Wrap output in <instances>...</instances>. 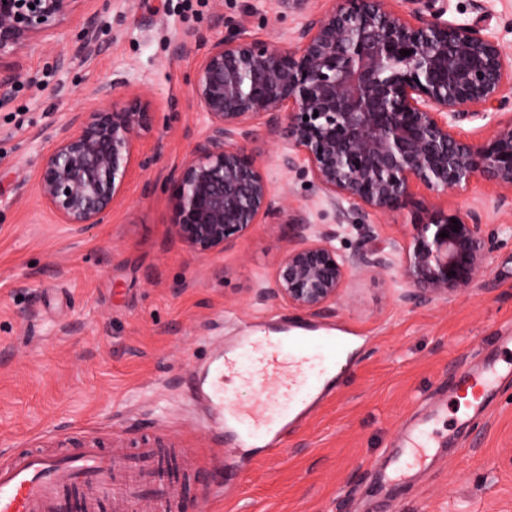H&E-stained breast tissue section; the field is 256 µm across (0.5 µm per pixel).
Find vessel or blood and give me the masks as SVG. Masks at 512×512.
<instances>
[{
    "label": "vessel or blood",
    "instance_id": "1",
    "mask_svg": "<svg viewBox=\"0 0 512 512\" xmlns=\"http://www.w3.org/2000/svg\"><path fill=\"white\" fill-rule=\"evenodd\" d=\"M290 342L296 352L288 356L280 341L257 335L248 339L254 376L279 380L268 391L266 404L293 406L279 422L256 409L225 411L224 377L234 372L236 354L219 351L205 373L192 378L188 386L192 399L222 417L232 432L228 440L216 435V447L229 442L268 456L279 454L306 410L320 404L332 390L330 358L344 345V338L294 336ZM313 345L324 349V356L309 358L307 350ZM508 375L512 365H489L477 373L465 368L456 387L478 412ZM432 425V420H424L403 435L398 466L426 462L438 442ZM190 477L186 470L170 471L168 455L147 444L117 452L95 445L15 449L0 458V512H101L106 505L112 512H130L139 502L149 503L153 512H181L183 485Z\"/></svg>",
    "mask_w": 512,
    "mask_h": 512
}]
</instances>
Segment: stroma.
Instances as JSON below:
<instances>
[{"label": "stroma", "instance_id": "1", "mask_svg": "<svg viewBox=\"0 0 512 512\" xmlns=\"http://www.w3.org/2000/svg\"><path fill=\"white\" fill-rule=\"evenodd\" d=\"M451 21L475 22L512 55V0H447ZM265 38L301 27L304 15L277 0H112L94 16L76 0L67 23L35 42L30 76L0 109V452L15 448H127L148 438L202 466L187 492L189 512H512V385L468 429H460L448 389L461 367L503 359L512 330V238L491 253L471 290L407 305L393 275L351 276L336 303L302 312L259 284L288 243L284 224H258L223 253L200 257L172 234L164 183L204 130L190 80L198 55H173L175 41L220 34L217 15ZM101 28L91 56L75 55L88 20ZM71 56L69 67L55 65ZM120 76L147 94L156 135L140 139L146 170L133 168L104 223L84 232L56 223L37 197L42 132L67 113L99 108L100 79ZM292 214L332 224L334 210L309 179L279 163V139L248 145ZM479 181L441 195L448 212L478 211L483 223L512 226V200ZM257 333L313 335L334 328L347 342L336 355L335 393L301 423L285 449L264 458L209 444L208 420L184 388L211 343L233 345L243 324ZM448 440L434 465L400 486L379 475L403 425L430 404ZM223 480V499L212 481Z\"/></svg>", "mask_w": 512, "mask_h": 512}]
</instances>
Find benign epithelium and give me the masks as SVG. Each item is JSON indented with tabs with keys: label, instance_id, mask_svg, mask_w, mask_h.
<instances>
[{
	"label": "benign epithelium",
	"instance_id": "benign-epithelium-1",
	"mask_svg": "<svg viewBox=\"0 0 512 512\" xmlns=\"http://www.w3.org/2000/svg\"><path fill=\"white\" fill-rule=\"evenodd\" d=\"M77 0H0V106L25 75L31 45L65 24ZM340 0L309 13L297 30L250 38L230 24L222 36L172 47L200 54L192 96L205 129L190 156L167 177L172 231L208 257L263 219L289 209L277 202L264 166L248 143L265 131L282 140L283 167L311 173L337 223L288 219L283 257L263 290L293 307L319 312L336 302L355 273L396 270L405 303L446 300L471 289L486 270L497 234L475 211L449 213L416 200L437 198L483 180L512 197V57L474 23L444 19L445 0ZM93 22L78 52L97 48ZM410 55H403V51ZM102 107L72 112L47 130L38 197L59 224L86 230L122 200L133 166L148 169L136 144L157 130L144 93L117 77L100 82ZM480 119L494 131L470 139L459 123ZM419 206L425 217L408 243H376L371 216ZM459 229L452 230V220ZM354 229L352 250L336 246ZM449 236L441 238V232Z\"/></svg>",
	"mask_w": 512,
	"mask_h": 512
}]
</instances>
